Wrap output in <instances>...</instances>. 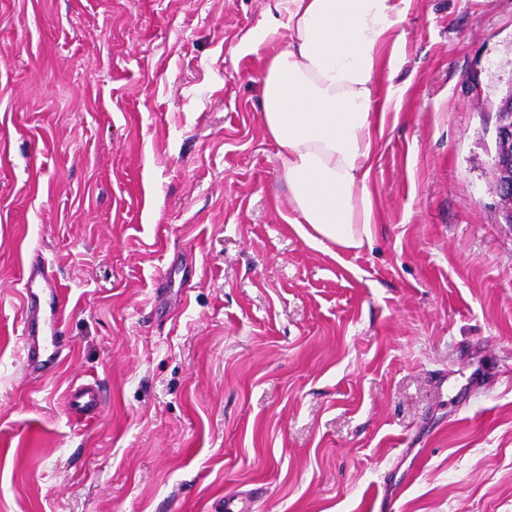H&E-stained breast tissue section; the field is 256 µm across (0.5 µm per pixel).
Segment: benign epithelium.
I'll return each mask as SVG.
<instances>
[{
	"mask_svg": "<svg viewBox=\"0 0 512 512\" xmlns=\"http://www.w3.org/2000/svg\"><path fill=\"white\" fill-rule=\"evenodd\" d=\"M493 131L494 153L491 155V187L500 199L501 223L512 224V82L499 100Z\"/></svg>",
	"mask_w": 512,
	"mask_h": 512,
	"instance_id": "benign-epithelium-1",
	"label": "benign epithelium"
}]
</instances>
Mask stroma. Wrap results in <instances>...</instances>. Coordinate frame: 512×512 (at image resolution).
<instances>
[{
  "label": "stroma",
  "mask_w": 512,
  "mask_h": 512,
  "mask_svg": "<svg viewBox=\"0 0 512 512\" xmlns=\"http://www.w3.org/2000/svg\"><path fill=\"white\" fill-rule=\"evenodd\" d=\"M269 0H0V512H512V0H411L372 240L292 224ZM70 348L26 371L21 268ZM100 380L98 419L69 386ZM493 131L494 153L491 155V187L500 199V223L512 224V81L499 100Z\"/></svg>",
  "instance_id": "stroma-1"
}]
</instances>
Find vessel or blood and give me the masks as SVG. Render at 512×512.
Here are the masks:
<instances>
[{
  "instance_id": "1",
  "label": "vessel or blood",
  "mask_w": 512,
  "mask_h": 512,
  "mask_svg": "<svg viewBox=\"0 0 512 512\" xmlns=\"http://www.w3.org/2000/svg\"><path fill=\"white\" fill-rule=\"evenodd\" d=\"M25 304L21 316L24 351L29 368L46 372L57 364L65 347L62 327L66 322V304L56 276L41 257H34L23 267ZM50 293L49 306H42L41 293ZM69 406L97 410L103 403L102 389L97 382L71 386L67 392Z\"/></svg>"
}]
</instances>
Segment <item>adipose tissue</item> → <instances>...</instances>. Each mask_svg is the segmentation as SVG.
Instances as JSON below:
<instances>
[{"instance_id":"obj_1","label":"adipose tissue","mask_w":512,"mask_h":512,"mask_svg":"<svg viewBox=\"0 0 512 512\" xmlns=\"http://www.w3.org/2000/svg\"><path fill=\"white\" fill-rule=\"evenodd\" d=\"M409 0H275L264 36L284 40L261 73L293 222L310 243L361 249L372 237L375 129L393 98Z\"/></svg>"}]
</instances>
